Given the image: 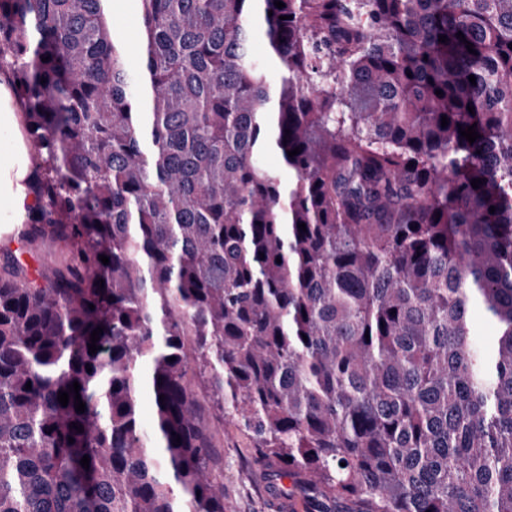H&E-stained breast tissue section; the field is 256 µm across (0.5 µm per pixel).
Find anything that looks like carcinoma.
Masks as SVG:
<instances>
[{
	"label": "carcinoma",
	"instance_id": "obj_1",
	"mask_svg": "<svg viewBox=\"0 0 512 512\" xmlns=\"http://www.w3.org/2000/svg\"><path fill=\"white\" fill-rule=\"evenodd\" d=\"M133 2L135 84L109 0H0L67 248L0 263V512H224L206 411L318 512H512V0Z\"/></svg>",
	"mask_w": 512,
	"mask_h": 512
}]
</instances>
